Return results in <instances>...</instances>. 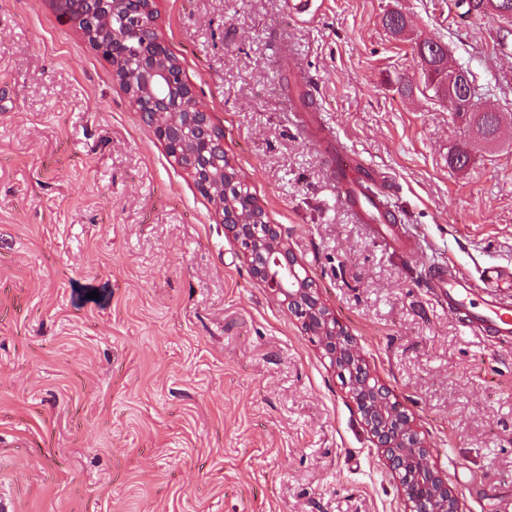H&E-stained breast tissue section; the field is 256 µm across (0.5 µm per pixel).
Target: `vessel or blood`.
Wrapping results in <instances>:
<instances>
[{
    "instance_id": "vessel-or-blood-1",
    "label": "vessel or blood",
    "mask_w": 512,
    "mask_h": 512,
    "mask_svg": "<svg viewBox=\"0 0 512 512\" xmlns=\"http://www.w3.org/2000/svg\"><path fill=\"white\" fill-rule=\"evenodd\" d=\"M332 179L339 202L352 211L357 222L385 225L391 240L407 245L409 235L378 173L362 168L360 161L340 146L336 149ZM511 281L512 271L495 266L484 268L475 281L441 267L432 268L427 274L428 287L438 289L447 299L449 312L466 314L470 329L492 333L505 344L512 342V300L501 298L499 290ZM478 291L484 293L485 300L475 309L471 303Z\"/></svg>"
}]
</instances>
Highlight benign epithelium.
Instances as JSON below:
<instances>
[{
  "mask_svg": "<svg viewBox=\"0 0 512 512\" xmlns=\"http://www.w3.org/2000/svg\"><path fill=\"white\" fill-rule=\"evenodd\" d=\"M88 44L112 62L113 76L134 100L153 97V108L141 113L168 155L188 159L185 169L206 195L233 237L250 239L257 259L249 260L252 276L280 299L288 312L329 359L352 376L348 391L373 444L399 483L405 512H462L459 498L448 488L430 460L426 440L403 412H388L391 391L373 375L350 334L320 297L288 247L279 226L265 220L259 204L249 212L229 206L228 182L240 180L224 150V131L198 99L176 56L158 29L156 0H51ZM141 42L136 64L125 63L128 33Z\"/></svg>",
  "mask_w": 512,
  "mask_h": 512,
  "instance_id": "obj_1",
  "label": "benign epithelium"
}]
</instances>
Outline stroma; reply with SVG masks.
Wrapping results in <instances>:
<instances>
[{
  "mask_svg": "<svg viewBox=\"0 0 512 512\" xmlns=\"http://www.w3.org/2000/svg\"><path fill=\"white\" fill-rule=\"evenodd\" d=\"M320 2L300 22L282 0H158V22L463 512H512V344L425 285L512 267V123L450 168L464 132L416 54L441 40L512 113V21ZM321 133L387 175L414 260L337 202ZM0 512H404L336 369L50 0H0Z\"/></svg>",
  "mask_w": 512,
  "mask_h": 512,
  "instance_id": "1",
  "label": "stroma"
}]
</instances>
